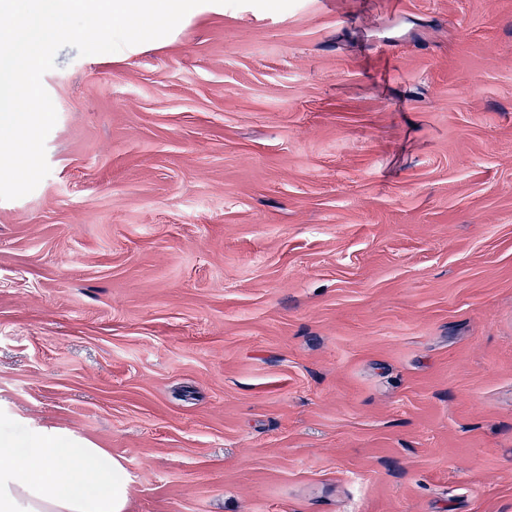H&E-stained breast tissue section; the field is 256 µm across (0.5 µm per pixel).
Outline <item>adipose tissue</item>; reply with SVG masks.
Returning a JSON list of instances; mask_svg holds the SVG:
<instances>
[{"mask_svg":"<svg viewBox=\"0 0 512 512\" xmlns=\"http://www.w3.org/2000/svg\"><path fill=\"white\" fill-rule=\"evenodd\" d=\"M0 512H128L127 470L104 449L37 438L0 441Z\"/></svg>","mask_w":512,"mask_h":512,"instance_id":"adipose-tissue-1","label":"adipose tissue"}]
</instances>
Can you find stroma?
I'll return each mask as SVG.
<instances>
[{"label": "stroma", "instance_id": "obj_1", "mask_svg": "<svg viewBox=\"0 0 512 512\" xmlns=\"http://www.w3.org/2000/svg\"><path fill=\"white\" fill-rule=\"evenodd\" d=\"M204 4L61 48L0 200V437L130 512H512V0Z\"/></svg>", "mask_w": 512, "mask_h": 512}]
</instances>
